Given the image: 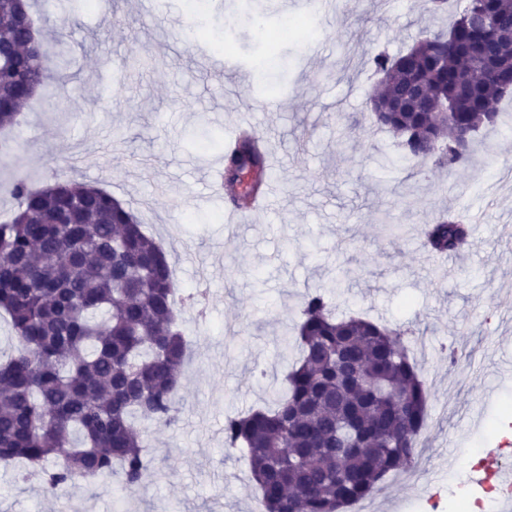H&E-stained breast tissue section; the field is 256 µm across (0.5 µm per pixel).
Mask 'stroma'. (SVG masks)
Returning <instances> with one entry per match:
<instances>
[{
	"label": "stroma",
	"instance_id": "1",
	"mask_svg": "<svg viewBox=\"0 0 512 512\" xmlns=\"http://www.w3.org/2000/svg\"><path fill=\"white\" fill-rule=\"evenodd\" d=\"M224 0H50L71 36L67 66L0 132V212L8 186L72 178L97 185L140 218L165 249L177 285L196 288V255L212 261L210 313L183 314L188 345L177 422L148 431L151 469L133 490L79 482L49 495L40 473L17 481L0 467V512H259L242 451L224 446V419L261 408L281 387V340L305 294L323 291L337 315H366L405 330L429 391L420 475H389L368 512H457L479 485L455 481L462 449L489 448L512 431V129H480L468 162L447 171L406 158L365 115L378 77L372 58L413 45L451 13L428 0H340L322 18L306 0H256L255 17ZM226 41L250 59L267 40L287 51L285 91L248 72L228 97V76L191 69L190 39ZM224 104L209 115L210 102ZM268 129L278 192L246 222L227 223L224 199L198 180L219 157L208 141L244 118ZM481 209L462 264L432 279L421 226L441 211ZM407 225L391 240L386 222Z\"/></svg>",
	"mask_w": 512,
	"mask_h": 512
}]
</instances>
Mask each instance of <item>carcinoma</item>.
<instances>
[{
  "instance_id": "obj_1",
  "label": "carcinoma",
  "mask_w": 512,
  "mask_h": 512,
  "mask_svg": "<svg viewBox=\"0 0 512 512\" xmlns=\"http://www.w3.org/2000/svg\"><path fill=\"white\" fill-rule=\"evenodd\" d=\"M32 0H0V129L51 79L49 52L32 33ZM382 75L370 123L414 159L465 164L474 133L498 117L512 90V0H462L448 31L423 32ZM224 145V175L248 172L235 204L262 194L263 135L243 129ZM0 222V315L17 346L0 358V466L16 459L44 473L45 490L115 476L123 489L149 470L146 424L178 420L175 397L188 348L166 253L112 194L83 182L11 188ZM476 228L441 213L424 249L458 252ZM299 358L268 408L224 420V447L244 448L264 512H342L408 469L427 423L429 393L402 334L359 316L338 319L326 294L307 293Z\"/></svg>"
}]
</instances>
